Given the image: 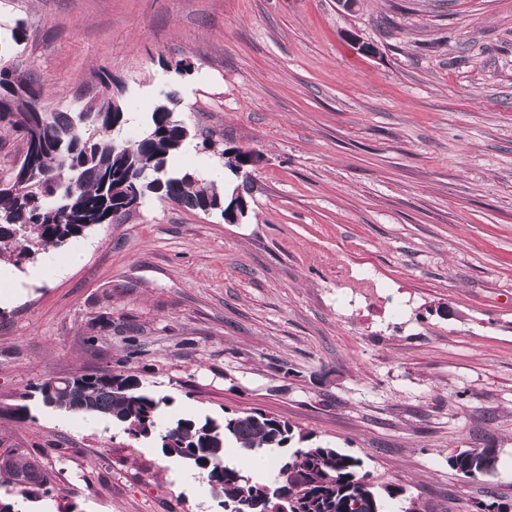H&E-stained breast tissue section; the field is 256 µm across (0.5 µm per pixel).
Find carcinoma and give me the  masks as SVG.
Masks as SVG:
<instances>
[{
	"label": "carcinoma",
	"mask_w": 512,
	"mask_h": 512,
	"mask_svg": "<svg viewBox=\"0 0 512 512\" xmlns=\"http://www.w3.org/2000/svg\"><path fill=\"white\" fill-rule=\"evenodd\" d=\"M28 36L23 20L0 34V52L21 46ZM107 94L78 112H44L40 92L0 61V127L15 130L38 146L34 157L17 162L8 178L0 179V257H33L49 245L76 239L99 224H114L135 213L134 199H158L203 213L224 212V195L196 172L176 173L174 157L194 137L174 117V95L163 94L151 112L147 130L134 140L122 135L125 112L112 95V74L98 73ZM236 173L230 150L208 136L201 142ZM43 396L44 406L67 414L100 415L121 424L133 436H154L162 453L175 456L196 471L207 486L221 484L218 497L224 512H393L391 501L403 495L400 485L381 489L362 471L363 461L340 448L315 443L279 457L273 477L262 483L224 464L228 441L253 451L285 449L294 439L288 423L259 409L228 415L158 421L159 397L141 386L132 374L105 371L80 374ZM6 472L25 492L34 494L46 476L32 454L22 448L3 462ZM448 465L468 478L492 477L497 471L496 449L469 448L451 454Z\"/></svg>",
	"instance_id": "carcinoma-1"
}]
</instances>
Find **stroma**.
<instances>
[{
  "instance_id": "obj_1",
  "label": "stroma",
  "mask_w": 512,
  "mask_h": 512,
  "mask_svg": "<svg viewBox=\"0 0 512 512\" xmlns=\"http://www.w3.org/2000/svg\"><path fill=\"white\" fill-rule=\"evenodd\" d=\"M19 19L8 59L43 111L100 101L105 69L129 137L175 92L182 170L222 168L213 131L261 163L232 180L240 223L154 199L16 263L0 461L27 449L47 482L26 498L0 473V503L224 512L154 439L33 396L112 370L170 416L262 410L420 512L512 506V0H0V26ZM488 445L494 477L450 468Z\"/></svg>"
}]
</instances>
